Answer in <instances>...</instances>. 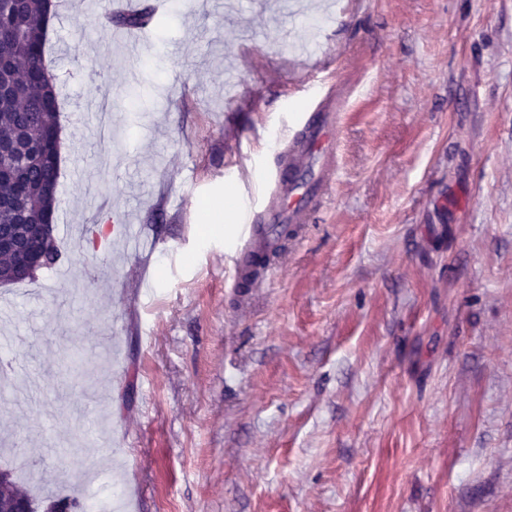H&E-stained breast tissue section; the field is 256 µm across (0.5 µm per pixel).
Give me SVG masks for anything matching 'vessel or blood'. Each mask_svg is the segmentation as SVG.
<instances>
[{
	"label": "vessel or blood",
	"mask_w": 512,
	"mask_h": 512,
	"mask_svg": "<svg viewBox=\"0 0 512 512\" xmlns=\"http://www.w3.org/2000/svg\"><path fill=\"white\" fill-rule=\"evenodd\" d=\"M342 104L341 96L333 92L304 113L299 131L288 144L287 157L268 172L264 194L242 226L234 262L236 280H244L251 253L275 242L281 225L312 223L335 179L336 121ZM313 155L322 159L321 174L305 186L299 174Z\"/></svg>",
	"instance_id": "vessel-or-blood-1"
}]
</instances>
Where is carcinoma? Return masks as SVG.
<instances>
[{"label":"carcinoma","mask_w":512,"mask_h":512,"mask_svg":"<svg viewBox=\"0 0 512 512\" xmlns=\"http://www.w3.org/2000/svg\"><path fill=\"white\" fill-rule=\"evenodd\" d=\"M51 6V0H0V147L20 146L43 156L60 129L59 92L44 64L47 30L56 17ZM109 21L140 27L149 13ZM58 178L56 167H27L14 153H0V231L23 224L29 232L54 216Z\"/></svg>","instance_id":"obj_1"}]
</instances>
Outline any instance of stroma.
I'll use <instances>...</instances> for the list:
<instances>
[{
    "label": "stroma",
    "mask_w": 512,
    "mask_h": 512,
    "mask_svg": "<svg viewBox=\"0 0 512 512\" xmlns=\"http://www.w3.org/2000/svg\"><path fill=\"white\" fill-rule=\"evenodd\" d=\"M297 2L52 20L60 257L0 285L39 384L0 403V468L37 500L512 512V0ZM317 86L346 93L335 181L235 287L243 206Z\"/></svg>",
    "instance_id": "1"
}]
</instances>
